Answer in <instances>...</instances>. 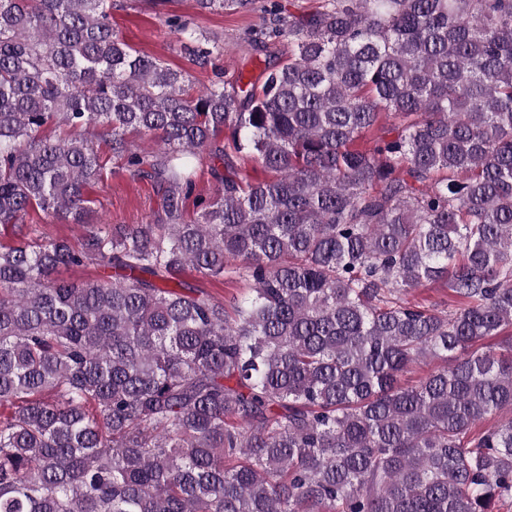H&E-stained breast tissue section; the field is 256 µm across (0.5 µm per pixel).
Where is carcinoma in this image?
<instances>
[{
	"mask_svg": "<svg viewBox=\"0 0 512 512\" xmlns=\"http://www.w3.org/2000/svg\"><path fill=\"white\" fill-rule=\"evenodd\" d=\"M195 4L259 10L241 40L288 56L193 95L112 28L123 0H0V225L22 235L0 244V512H500L512 0ZM165 23L198 64L224 54ZM96 139L159 209L78 247L32 237L34 207L89 223ZM202 156L269 176L212 166L189 221ZM89 265L113 274L51 278ZM188 269L250 292L227 307ZM436 282L454 307L408 299Z\"/></svg>",
	"mask_w": 512,
	"mask_h": 512,
	"instance_id": "obj_1",
	"label": "carcinoma"
}]
</instances>
